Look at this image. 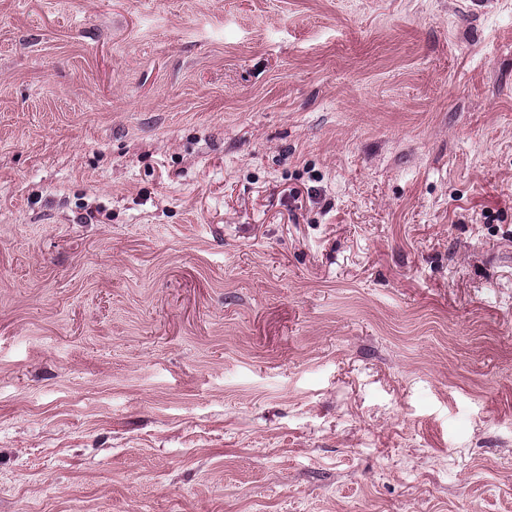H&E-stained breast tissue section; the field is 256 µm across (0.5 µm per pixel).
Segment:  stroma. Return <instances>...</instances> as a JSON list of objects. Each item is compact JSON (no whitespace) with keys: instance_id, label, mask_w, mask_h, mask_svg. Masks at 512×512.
I'll return each mask as SVG.
<instances>
[{"instance_id":"35a3bbf8","label":"stroma","mask_w":512,"mask_h":512,"mask_svg":"<svg viewBox=\"0 0 512 512\" xmlns=\"http://www.w3.org/2000/svg\"><path fill=\"white\" fill-rule=\"evenodd\" d=\"M0 512H512V0H0Z\"/></svg>"}]
</instances>
